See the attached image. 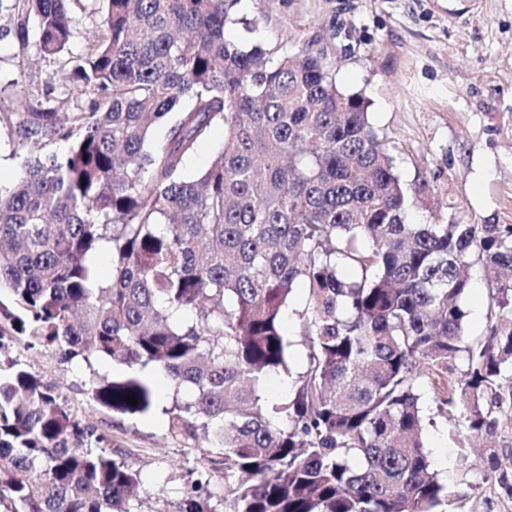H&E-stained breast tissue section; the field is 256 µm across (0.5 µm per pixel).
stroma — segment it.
<instances>
[{
  "label": "stroma",
  "instance_id": "35a3bbf8",
  "mask_svg": "<svg viewBox=\"0 0 512 512\" xmlns=\"http://www.w3.org/2000/svg\"><path fill=\"white\" fill-rule=\"evenodd\" d=\"M238 16L255 21L228 28L230 40L271 52L323 56L338 88L361 95L370 120L390 145L396 172L417 194L406 219L435 224H512V0H239ZM52 64L19 55L8 14L0 15V110L16 109L10 84L20 79L31 98L51 83ZM491 291L482 267L462 299L465 333L486 332ZM43 382L54 385L78 419L125 449L138 471L141 512H179L209 454L168 437L162 411L116 417L91 396L94 367L61 361L52 349L15 345ZM431 422L426 443L432 467L448 486L444 512H512L484 480L489 450L512 448V421H503L489 447L461 454L458 410L420 385Z\"/></svg>",
  "mask_w": 512,
  "mask_h": 512
}]
</instances>
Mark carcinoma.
Returning <instances> with one entry per match:
<instances>
[{"instance_id":"carcinoma-1","label":"carcinoma","mask_w":512,"mask_h":512,"mask_svg":"<svg viewBox=\"0 0 512 512\" xmlns=\"http://www.w3.org/2000/svg\"><path fill=\"white\" fill-rule=\"evenodd\" d=\"M70 2L0 0L19 50L85 98L62 115L16 80L22 110L0 112L25 154L0 192V507L138 512L139 473L11 355L21 343L115 365L90 380L115 415L153 414L167 381L166 434L219 449L180 512H217L213 484L228 512H439L416 382L448 394L470 438L512 414V224L407 223L365 101L319 55L228 40L253 30L238 0H89L76 57ZM216 125L222 147L187 176ZM477 262L493 315L469 342ZM298 286L307 364L269 400ZM485 480L512 500V452H490Z\"/></svg>"}]
</instances>
